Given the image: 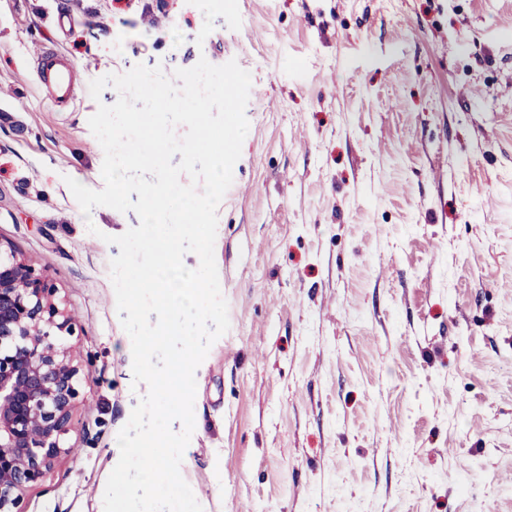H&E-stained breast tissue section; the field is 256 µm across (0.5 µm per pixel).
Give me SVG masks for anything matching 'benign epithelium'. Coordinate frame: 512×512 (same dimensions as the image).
<instances>
[{"mask_svg": "<svg viewBox=\"0 0 512 512\" xmlns=\"http://www.w3.org/2000/svg\"><path fill=\"white\" fill-rule=\"evenodd\" d=\"M46 272L0 251V512H27L26 491L67 452L83 386L76 321Z\"/></svg>", "mask_w": 512, "mask_h": 512, "instance_id": "benign-epithelium-1", "label": "benign epithelium"}]
</instances>
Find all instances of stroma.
I'll use <instances>...</instances> for the list:
<instances>
[{
	"label": "stroma",
	"mask_w": 512,
	"mask_h": 512,
	"mask_svg": "<svg viewBox=\"0 0 512 512\" xmlns=\"http://www.w3.org/2000/svg\"><path fill=\"white\" fill-rule=\"evenodd\" d=\"M78 67L50 107L37 57ZM237 61L262 98L218 206L229 330L181 463L203 512H512V0H0V247L91 358L28 512H101L147 392L99 190L92 80ZM482 181L489 199L471 196Z\"/></svg>",
	"instance_id": "stroma-1"
}]
</instances>
